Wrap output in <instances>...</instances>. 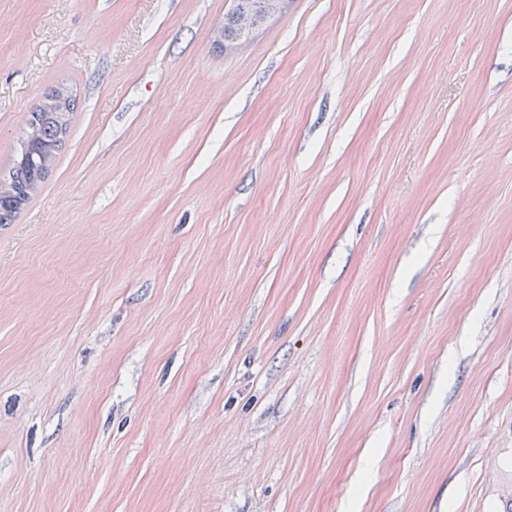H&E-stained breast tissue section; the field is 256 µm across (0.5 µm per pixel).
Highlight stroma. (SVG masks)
Wrapping results in <instances>:
<instances>
[{
  "mask_svg": "<svg viewBox=\"0 0 512 512\" xmlns=\"http://www.w3.org/2000/svg\"><path fill=\"white\" fill-rule=\"evenodd\" d=\"M0 0V512L512 505V0ZM288 0H266L260 6L245 9L240 6L239 0H229L232 3L231 11L224 15V29L219 28L215 33V41L231 45L240 40H247L255 31L262 28L273 15L281 12ZM239 27V29H238ZM52 91L28 122L29 135L10 171L8 182H0V224H9L22 205L44 181L53 166L69 130L74 110L71 96L60 101V92Z\"/></svg>",
  "mask_w": 512,
  "mask_h": 512,
  "instance_id": "1",
  "label": "stroma"
}]
</instances>
